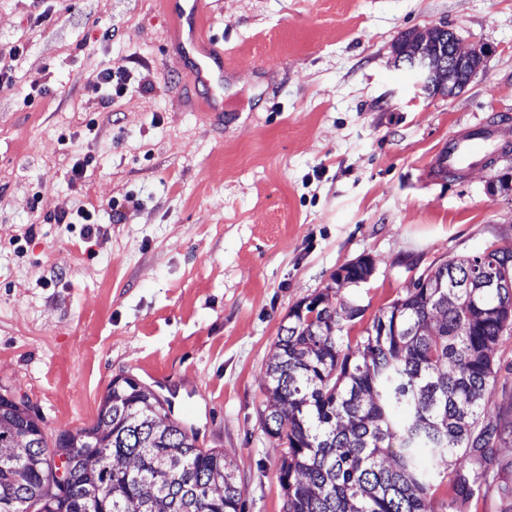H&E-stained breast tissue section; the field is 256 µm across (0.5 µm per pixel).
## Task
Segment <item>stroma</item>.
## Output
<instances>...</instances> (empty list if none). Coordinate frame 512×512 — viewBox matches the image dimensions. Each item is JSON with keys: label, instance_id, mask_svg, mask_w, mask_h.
Masks as SVG:
<instances>
[{"label": "stroma", "instance_id": "stroma-1", "mask_svg": "<svg viewBox=\"0 0 512 512\" xmlns=\"http://www.w3.org/2000/svg\"><path fill=\"white\" fill-rule=\"evenodd\" d=\"M205 2L220 125L218 91L177 50L183 0H0V54L24 49L0 82V389L52 438L95 424L112 379L133 376L228 453L243 512H283L260 411L289 311L370 258L342 290L364 310L357 336L444 261L512 243V0ZM440 26L485 52L451 97L394 66L401 34ZM113 65L129 79L105 108L89 83ZM493 121L487 163L436 174L449 135ZM81 205L93 227L55 223ZM494 356L508 459L512 335ZM187 58L189 59L188 71L189 75L194 83H201L204 85H210L215 82H220L224 78V63L216 62L215 56L224 61V57L220 55H210L204 53L207 61H197L191 56L188 49L185 47Z\"/></svg>", "mask_w": 512, "mask_h": 512}]
</instances>
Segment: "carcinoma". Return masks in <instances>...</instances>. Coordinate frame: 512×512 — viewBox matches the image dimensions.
<instances>
[{
    "label": "carcinoma",
    "mask_w": 512,
    "mask_h": 512,
    "mask_svg": "<svg viewBox=\"0 0 512 512\" xmlns=\"http://www.w3.org/2000/svg\"><path fill=\"white\" fill-rule=\"evenodd\" d=\"M444 27L409 30L395 67L425 61L424 92L448 91ZM372 261L332 279L336 302L318 294L281 325L266 373L265 431L282 445L283 512H463L512 460L493 462L498 426L485 421L498 368L492 353L512 334V245L452 257L379 310L341 287L366 279ZM171 405L138 379H112L97 421L53 441L22 400L0 393V512H243V490L224 450L201 448L170 418ZM71 448L66 486L56 449ZM447 496L429 471L449 458Z\"/></svg>",
    "instance_id": "obj_1"
}]
</instances>
